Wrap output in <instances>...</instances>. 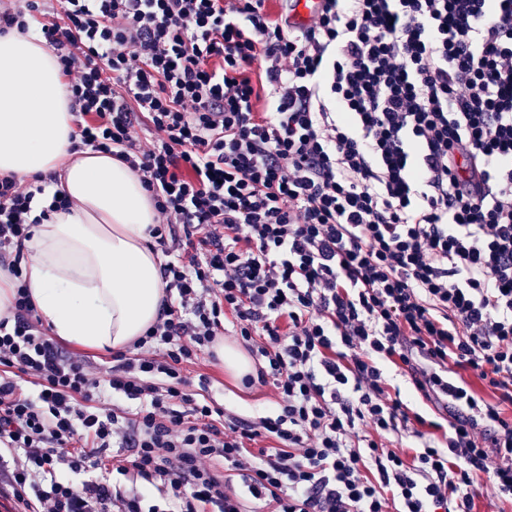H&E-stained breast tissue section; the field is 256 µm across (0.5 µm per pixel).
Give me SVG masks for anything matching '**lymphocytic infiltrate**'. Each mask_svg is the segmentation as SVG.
<instances>
[{
	"label": "lymphocytic infiltrate",
	"instance_id": "obj_1",
	"mask_svg": "<svg viewBox=\"0 0 512 512\" xmlns=\"http://www.w3.org/2000/svg\"><path fill=\"white\" fill-rule=\"evenodd\" d=\"M267 2L0 0L1 34L37 28L58 57L77 148L150 193L170 297L100 380L20 279L53 177H0L16 512H475L486 485L512 501V0H321L301 25ZM229 330L276 416L189 393L187 365ZM387 363L440 420L409 414ZM104 385L134 409L101 411ZM412 422L413 455L387 448Z\"/></svg>",
	"mask_w": 512,
	"mask_h": 512
}]
</instances>
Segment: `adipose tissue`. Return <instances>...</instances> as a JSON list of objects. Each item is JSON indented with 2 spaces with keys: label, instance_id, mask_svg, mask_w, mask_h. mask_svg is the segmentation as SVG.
Masks as SVG:
<instances>
[{
  "label": "adipose tissue",
  "instance_id": "ef3b65f1",
  "mask_svg": "<svg viewBox=\"0 0 512 512\" xmlns=\"http://www.w3.org/2000/svg\"><path fill=\"white\" fill-rule=\"evenodd\" d=\"M70 95L36 30L0 36V176L56 174L74 203L31 225L22 267L31 299L58 338L107 353L128 349L156 323L166 297L147 232L156 212L137 173L109 154L73 150Z\"/></svg>",
  "mask_w": 512,
  "mask_h": 512
}]
</instances>
